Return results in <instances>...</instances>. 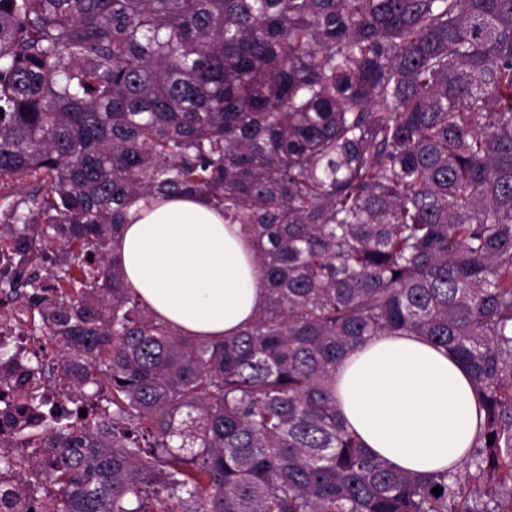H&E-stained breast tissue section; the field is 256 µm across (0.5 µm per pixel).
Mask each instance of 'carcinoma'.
I'll use <instances>...</instances> for the list:
<instances>
[{
  "label": "carcinoma",
  "mask_w": 512,
  "mask_h": 512,
  "mask_svg": "<svg viewBox=\"0 0 512 512\" xmlns=\"http://www.w3.org/2000/svg\"><path fill=\"white\" fill-rule=\"evenodd\" d=\"M12 175L0 289L63 348L20 399L70 406L0 442V512H512V0H0ZM177 194L248 228L266 303L237 336L157 319L111 255ZM383 335L469 370L460 469L343 421L336 367ZM30 184L27 177H23L20 181L4 178L0 180V210L1 219L7 214L9 205L24 206L23 200L27 186Z\"/></svg>",
  "instance_id": "cac0c4a2"
}]
</instances>
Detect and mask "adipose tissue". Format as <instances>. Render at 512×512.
<instances>
[{"label": "adipose tissue", "instance_id": "1", "mask_svg": "<svg viewBox=\"0 0 512 512\" xmlns=\"http://www.w3.org/2000/svg\"><path fill=\"white\" fill-rule=\"evenodd\" d=\"M112 252L126 285L190 336L236 335L266 300L243 225L192 197L131 208ZM335 394L366 452L421 476L458 467L484 417L468 370L420 336H381L347 355Z\"/></svg>", "mask_w": 512, "mask_h": 512}]
</instances>
